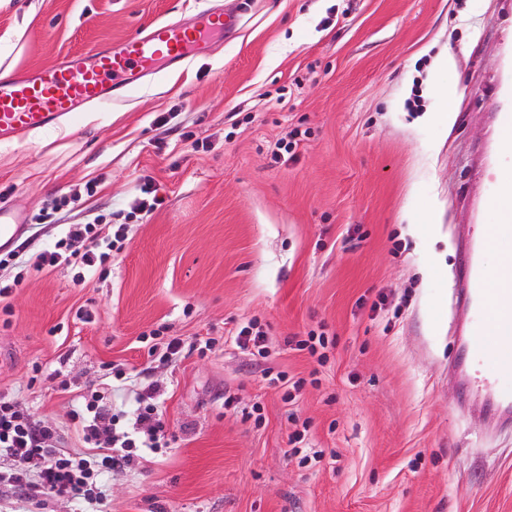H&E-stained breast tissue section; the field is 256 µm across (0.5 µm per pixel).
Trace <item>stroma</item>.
<instances>
[{"label":"stroma","mask_w":512,"mask_h":512,"mask_svg":"<svg viewBox=\"0 0 512 512\" xmlns=\"http://www.w3.org/2000/svg\"><path fill=\"white\" fill-rule=\"evenodd\" d=\"M212 6L234 23L209 54L0 141V204L32 218L83 195L23 225L11 244L23 260L69 227L131 211L145 180L163 199L128 221L105 275L79 285L64 264L30 271L0 311V392L65 428L107 364L151 370L169 446L106 475L111 512H512V422L467 403L448 373L458 239L496 221L485 195L512 0H0V69ZM295 129L298 146L274 155ZM253 318L264 357L233 335ZM161 326L217 344L159 367L142 337ZM319 327L322 365L288 344ZM280 372L319 383L287 402L268 383ZM294 413L321 460L292 455Z\"/></svg>","instance_id":"35a3bbf8"}]
</instances>
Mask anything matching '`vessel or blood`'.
I'll list each match as a JSON object with an SVG mask.
<instances>
[{
    "instance_id": "vessel-or-blood-1",
    "label": "vessel or blood",
    "mask_w": 512,
    "mask_h": 512,
    "mask_svg": "<svg viewBox=\"0 0 512 512\" xmlns=\"http://www.w3.org/2000/svg\"><path fill=\"white\" fill-rule=\"evenodd\" d=\"M225 23L223 10L210 8L189 23L152 24L90 58L73 54L44 67L0 73V140L55 127L68 113L111 100L113 92L153 73L159 60L203 55ZM507 200L512 201V163L487 194L493 208ZM25 222L17 209L0 206V241L12 242ZM494 244L491 226L478 225L457 269L456 304L465 327L455 340L452 364L465 375L468 390L482 396V409L507 422L512 420V322L495 336L487 335L486 324L493 314H512V287H495L479 260Z\"/></svg>"
}]
</instances>
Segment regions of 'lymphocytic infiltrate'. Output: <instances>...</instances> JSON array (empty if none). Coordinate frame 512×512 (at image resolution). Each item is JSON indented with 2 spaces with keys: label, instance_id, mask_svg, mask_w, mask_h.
<instances>
[{
  "label": "lymphocytic infiltrate",
  "instance_id": "1",
  "mask_svg": "<svg viewBox=\"0 0 512 512\" xmlns=\"http://www.w3.org/2000/svg\"><path fill=\"white\" fill-rule=\"evenodd\" d=\"M94 223L68 230L40 255L39 267L67 263L76 283L87 276L106 273L112 254L123 247L122 232L100 236ZM82 238L84 251L72 241ZM136 406L131 413L113 412L112 387L80 395L70 413V422L83 443L67 444L64 430L34 419L18 396L0 392V455L11 457L12 469L0 473V485L17 490L32 505L41 506L51 497H69L106 512L104 477L115 468H132L145 462L148 453L166 447V422L161 386L148 376L136 377Z\"/></svg>",
  "mask_w": 512,
  "mask_h": 512
}]
</instances>
